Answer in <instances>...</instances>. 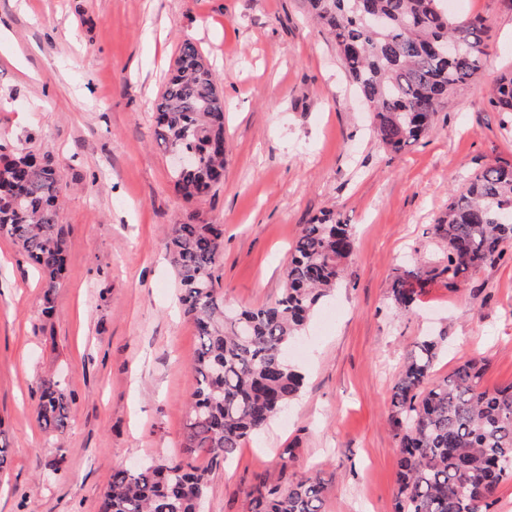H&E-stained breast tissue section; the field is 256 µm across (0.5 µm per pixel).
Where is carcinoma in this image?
Returning a JSON list of instances; mask_svg holds the SVG:
<instances>
[{"instance_id": "1", "label": "carcinoma", "mask_w": 512, "mask_h": 512, "mask_svg": "<svg viewBox=\"0 0 512 512\" xmlns=\"http://www.w3.org/2000/svg\"><path fill=\"white\" fill-rule=\"evenodd\" d=\"M305 3L334 39L372 112L374 132L394 152L426 133L448 93L468 84L487 54L485 19L453 21L444 0ZM488 102L512 114V72L499 78ZM154 129L165 151L197 155L193 168L172 171L186 199L201 200L224 180V96L207 57L191 41L180 46L156 104ZM66 189L49 156L0 144V234L41 272L47 305L65 265L57 200ZM435 233L446 248L433 276L450 287L502 260L512 242V165L487 166L452 193ZM352 247L348 224L304 225L280 297L228 315L218 274L224 225H174L168 248L181 285L179 300L199 342L182 451L113 471L101 512H198L211 470L262 432L300 392L303 378L288 362V350L336 287ZM427 281L421 267L402 270L392 285L395 302L410 309L416 289ZM444 341L425 336L417 342L392 389L395 512H495L501 484L512 479V383L484 386L489 361L483 358L433 380ZM71 403L59 382L43 380L37 402L43 429L63 432ZM200 455L207 464H195ZM249 495L253 512H322L323 486L316 476L286 484L265 479Z\"/></svg>"}]
</instances>
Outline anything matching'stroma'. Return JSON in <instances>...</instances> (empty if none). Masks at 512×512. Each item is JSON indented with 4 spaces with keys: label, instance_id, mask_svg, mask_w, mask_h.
Returning a JSON list of instances; mask_svg holds the SVG:
<instances>
[{
    "label": "stroma",
    "instance_id": "35a3bbf8",
    "mask_svg": "<svg viewBox=\"0 0 512 512\" xmlns=\"http://www.w3.org/2000/svg\"><path fill=\"white\" fill-rule=\"evenodd\" d=\"M461 14L488 22L482 68L393 153L303 0H0V143L50 156L71 186L51 315L39 274L0 236V512H100L114 470L179 452L198 339L166 243L191 216L224 227L220 287L237 310L280 297L303 225L353 227L343 278L289 355L299 396L211 472L207 512H251L286 448L288 479L319 475L324 512H394L390 398L417 341L445 339L434 377L485 356L484 384L512 383V261L453 289L431 279L408 310L392 298L402 269L435 267L450 193L512 164V119L487 102L512 70V0H467ZM187 39L225 103L224 182L199 202L153 136ZM49 377L73 397L61 433L36 417Z\"/></svg>",
    "mask_w": 512,
    "mask_h": 512
}]
</instances>
